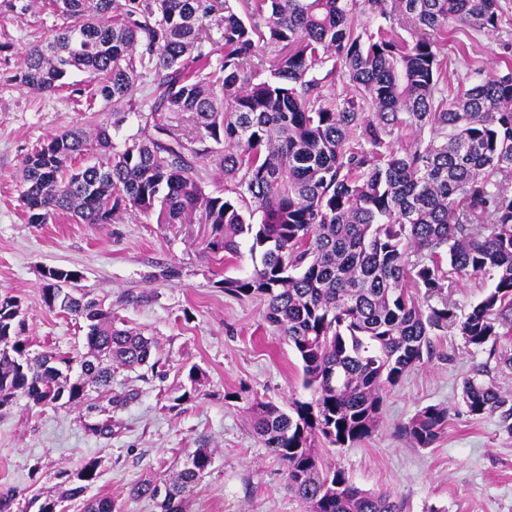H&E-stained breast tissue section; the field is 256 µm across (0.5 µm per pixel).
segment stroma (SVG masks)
I'll list each match as a JSON object with an SVG mask.
<instances>
[{"label": "stroma", "mask_w": 512, "mask_h": 512, "mask_svg": "<svg viewBox=\"0 0 512 512\" xmlns=\"http://www.w3.org/2000/svg\"><path fill=\"white\" fill-rule=\"evenodd\" d=\"M51 18L30 14L0 22V295L15 297L31 351H69L84 330L70 315L46 307L40 291L49 267L78 271L80 284L118 317L156 339L164 377L137 381L138 401L114 418L111 438L85 432L78 410L0 411V488L25 512L36 492L54 490V474L88 458L101 462L91 495L108 493L122 512H158L129 497L131 484L169 471L198 447L213 464L190 495L189 512H300L283 465L253 436L246 412L262 399L287 407L309 399L302 367L287 340L269 327L265 306L224 293L216 283L249 275L251 257L228 261L208 252L206 224H155L126 216L115 224H78L66 216L28 223L19 199L24 155L81 118L66 94H36L15 82L24 50ZM450 86L505 73L512 61V24L491 35L464 29L445 43ZM493 344L466 345L458 328L432 339L431 359L391 390L371 436L349 448L324 447V461L359 487L403 499L406 512H512V431L500 414L469 415L465 378L493 382L512 394V313L497 325ZM206 381L199 396L170 411L167 399L190 366ZM448 410V425L430 447L412 444L403 426L423 407Z\"/></svg>", "instance_id": "obj_1"}]
</instances>
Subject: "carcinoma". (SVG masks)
Returning <instances> with one entry per match:
<instances>
[{
	"label": "carcinoma",
	"mask_w": 512,
	"mask_h": 512,
	"mask_svg": "<svg viewBox=\"0 0 512 512\" xmlns=\"http://www.w3.org/2000/svg\"><path fill=\"white\" fill-rule=\"evenodd\" d=\"M32 6L53 22L25 49L16 79L38 94L68 91L75 111L96 120L23 158L28 223L62 214L181 224L199 212L212 253L260 254L250 275L218 285L264 302L312 397L286 411L253 401V434L306 512H404L403 500L322 467L317 441L341 448L369 437L388 388L432 356V336L457 323L481 348L512 310V68L453 92L439 55L460 27L496 32L500 0H0V19ZM360 16L384 23L361 26ZM75 70L87 75L77 88L66 82ZM132 115L136 133L116 144L112 132ZM209 167L224 175V194L206 192ZM49 272L42 301L85 323L87 351L31 352L20 303L0 297V410L19 398L84 408L95 414L85 430L110 438L112 415L139 397L112 388L115 370L162 375L159 345L88 298L77 272ZM451 274L494 280L461 318ZM203 379L191 366L170 408L193 401ZM462 400L475 418H512V397L491 382L465 379ZM447 425L448 409L428 405L404 433L427 448ZM212 463V450L197 448L175 476L128 494L187 512ZM98 468L88 459L57 472V492L29 506L60 512ZM84 512L121 509L101 495Z\"/></svg>",
	"instance_id": "carcinoma-1"
}]
</instances>
